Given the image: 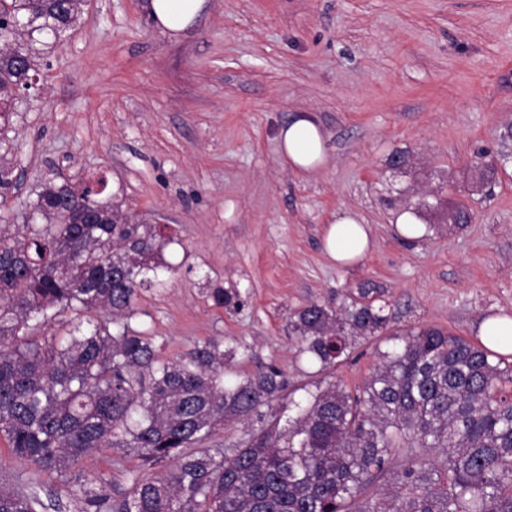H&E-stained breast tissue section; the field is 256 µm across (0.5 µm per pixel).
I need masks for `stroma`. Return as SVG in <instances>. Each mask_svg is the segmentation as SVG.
<instances>
[{
  "instance_id": "35a3bbf8",
  "label": "stroma",
  "mask_w": 512,
  "mask_h": 512,
  "mask_svg": "<svg viewBox=\"0 0 512 512\" xmlns=\"http://www.w3.org/2000/svg\"><path fill=\"white\" fill-rule=\"evenodd\" d=\"M308 112L326 164L302 175L278 154L279 127ZM512 123V0H208L183 35L162 33L144 0H89L85 21L54 41L9 127L26 172L0 216L27 211L43 175L105 177L136 220L176 243L165 285L141 290L131 326L165 359L209 338L235 348L229 373L276 365L292 385L315 368L288 318L309 302L379 289L398 330L436 325L479 341L489 315L512 318V159L490 198L472 179ZM411 163L387 165L394 151ZM468 204L448 229L422 215L403 237L395 213L434 191ZM358 216L361 260L336 266L329 224ZM234 288L238 308L210 288ZM131 450L87 467L104 492L128 493ZM0 482L35 488L45 512H75L59 479L35 476L0 440Z\"/></svg>"
}]
</instances>
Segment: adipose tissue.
<instances>
[{
  "instance_id": "adipose-tissue-1",
  "label": "adipose tissue",
  "mask_w": 512,
  "mask_h": 512,
  "mask_svg": "<svg viewBox=\"0 0 512 512\" xmlns=\"http://www.w3.org/2000/svg\"><path fill=\"white\" fill-rule=\"evenodd\" d=\"M206 0H149L151 16L163 30L175 33L188 28L202 11ZM283 160L296 172L309 173L326 161L325 136L307 115H291L278 134ZM369 237L364 224L345 215L327 227L325 249L338 265L357 262L366 253Z\"/></svg>"
}]
</instances>
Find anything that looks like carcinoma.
I'll list each match as a JSON object with an SVG mask.
<instances>
[{
  "label": "carcinoma",
  "instance_id": "1",
  "mask_svg": "<svg viewBox=\"0 0 512 512\" xmlns=\"http://www.w3.org/2000/svg\"><path fill=\"white\" fill-rule=\"evenodd\" d=\"M83 21L68 0H0L1 198L17 187L4 135L17 94L32 87L45 39ZM474 169L490 197L497 160ZM106 187L97 176L48 180L32 205L42 223L0 226V439L40 472H81L71 485L80 512H512V364L500 353L435 326L392 331L376 288L348 292L337 309L313 302L288 329L319 372L360 339L393 345L353 391L317 382L282 426L275 402L289 383L277 367L226 383L218 342L164 361L130 326L140 290L173 271L161 253L177 239L129 223ZM85 207L101 223H77ZM471 217L465 203L448 207L450 226ZM208 296L239 305L220 286ZM92 311L100 320L86 319ZM64 313L69 336L32 334ZM235 423L258 427L219 457L202 447ZM107 448L142 462L114 501L82 473ZM43 508L34 490L0 487V512Z\"/></svg>",
  "mask_w": 512,
  "mask_h": 512
}]
</instances>
